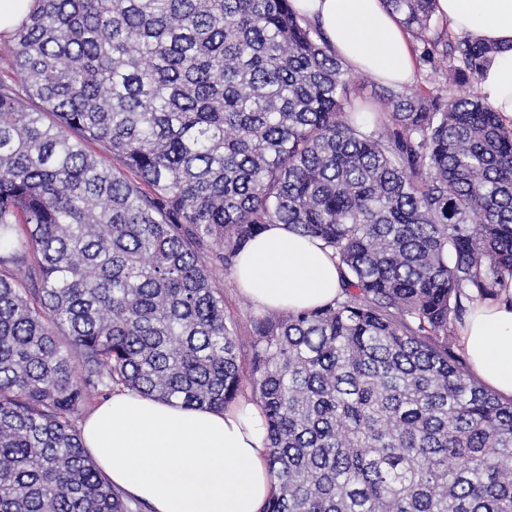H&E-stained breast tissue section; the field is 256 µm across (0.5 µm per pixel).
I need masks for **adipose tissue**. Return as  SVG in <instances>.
I'll use <instances>...</instances> for the list:
<instances>
[{"label": "adipose tissue", "instance_id": "1", "mask_svg": "<svg viewBox=\"0 0 512 512\" xmlns=\"http://www.w3.org/2000/svg\"><path fill=\"white\" fill-rule=\"evenodd\" d=\"M292 2L354 70L386 84L412 80L410 36L383 0ZM437 13L452 33L493 45L479 92L512 125V0H438ZM232 278L260 312L320 307L341 291L329 249L283 224L249 243ZM457 336L476 376L512 398L511 277L496 296L470 303ZM82 440L112 483L151 512H260L273 491L265 414L244 399L213 411L117 391L85 420Z\"/></svg>", "mask_w": 512, "mask_h": 512}]
</instances>
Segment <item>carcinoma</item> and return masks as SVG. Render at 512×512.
I'll list each match as a JSON object with an SVG mask.
<instances>
[{
	"label": "carcinoma",
	"instance_id": "carcinoma-1",
	"mask_svg": "<svg viewBox=\"0 0 512 512\" xmlns=\"http://www.w3.org/2000/svg\"><path fill=\"white\" fill-rule=\"evenodd\" d=\"M35 2L0 82V512H145L83 445L90 393L222 410L246 383L260 512H512V401L454 350L512 276V126L453 93L492 48L383 0L448 90L385 89L380 131L291 0ZM269 224L342 292L254 316L243 364L212 272Z\"/></svg>",
	"mask_w": 512,
	"mask_h": 512
}]
</instances>
